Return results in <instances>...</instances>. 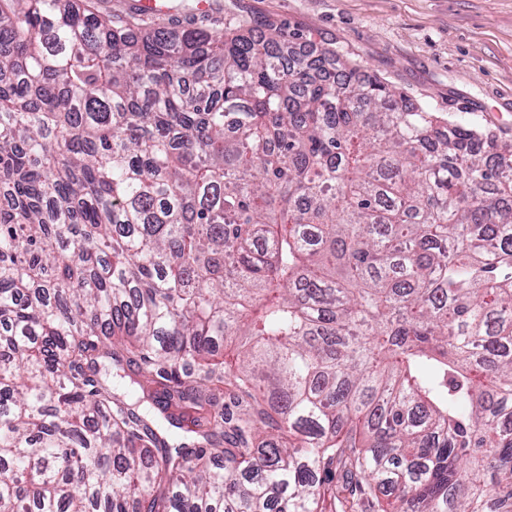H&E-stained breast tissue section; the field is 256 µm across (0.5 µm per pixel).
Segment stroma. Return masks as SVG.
<instances>
[{
    "mask_svg": "<svg viewBox=\"0 0 512 512\" xmlns=\"http://www.w3.org/2000/svg\"><path fill=\"white\" fill-rule=\"evenodd\" d=\"M211 27L336 49L413 103L512 141V0H222Z\"/></svg>",
    "mask_w": 512,
    "mask_h": 512,
    "instance_id": "35a3bbf8",
    "label": "stroma"
}]
</instances>
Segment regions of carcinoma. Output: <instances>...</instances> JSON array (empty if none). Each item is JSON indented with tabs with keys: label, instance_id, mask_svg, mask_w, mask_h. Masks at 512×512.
<instances>
[{
	"label": "carcinoma",
	"instance_id": "obj_1",
	"mask_svg": "<svg viewBox=\"0 0 512 512\" xmlns=\"http://www.w3.org/2000/svg\"><path fill=\"white\" fill-rule=\"evenodd\" d=\"M281 47L0 0V512H512V142Z\"/></svg>",
	"mask_w": 512,
	"mask_h": 512
}]
</instances>
